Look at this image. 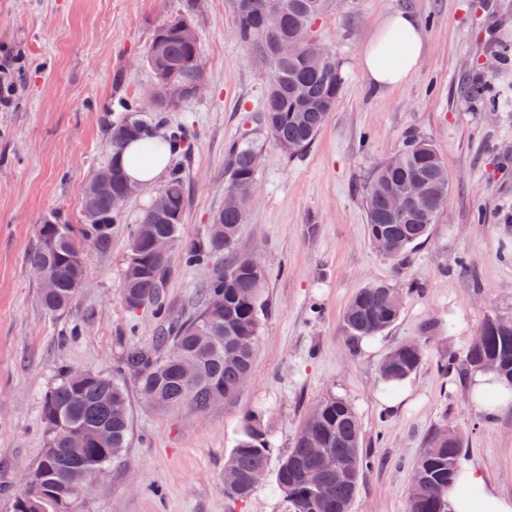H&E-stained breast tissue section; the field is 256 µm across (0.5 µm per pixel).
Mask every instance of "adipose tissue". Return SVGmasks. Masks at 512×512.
Instances as JSON below:
<instances>
[{"mask_svg": "<svg viewBox=\"0 0 512 512\" xmlns=\"http://www.w3.org/2000/svg\"><path fill=\"white\" fill-rule=\"evenodd\" d=\"M426 53L422 24L408 10L387 13L374 39L361 53V70L375 88L390 89L407 82ZM451 512H512V496L499 492L468 457L458 462V480L448 488Z\"/></svg>", "mask_w": 512, "mask_h": 512, "instance_id": "1", "label": "adipose tissue"}]
</instances>
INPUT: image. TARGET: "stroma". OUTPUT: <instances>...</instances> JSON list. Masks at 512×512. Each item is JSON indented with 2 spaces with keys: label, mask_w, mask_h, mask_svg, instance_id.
<instances>
[{
  "label": "stroma",
  "mask_w": 512,
  "mask_h": 512,
  "mask_svg": "<svg viewBox=\"0 0 512 512\" xmlns=\"http://www.w3.org/2000/svg\"><path fill=\"white\" fill-rule=\"evenodd\" d=\"M407 8L427 53L403 85L373 89L360 54L385 13ZM185 0H0V46L24 51L25 87L0 112V512L45 448L41 406L67 369L108 373L132 349L154 352L151 309L129 311L120 292L130 229L153 201L142 189L112 227V243L83 250L86 285L48 312L26 263L40 224L80 219L92 173L111 158L104 126L124 98L152 81L146 51ZM208 74L204 94L163 113L159 134L187 129V207L180 243L202 240L224 204V151L242 131L263 146L239 241L269 276L251 376L205 413L160 412L132 399V431L118 459L92 478L79 512H291L266 478L247 501L224 492V461L240 422L258 416L275 455L291 447L322 397L358 413L370 463L352 512H406L412 465L429 435L450 426L464 451L512 496V406L488 421L473 412L464 355L487 316L512 317V0H331L316 41L335 51L344 86L319 136L288 157L260 120L267 78L240 42L227 0H201L192 19ZM484 81L465 100V82ZM421 137L443 157L451 188L429 237L388 258L365 229L369 173ZM208 266L172 261L162 303L191 310ZM403 289L397 322L371 345L349 340L343 315L371 283ZM423 343L424 360L394 412L382 409L379 366L395 347Z\"/></svg>",
  "instance_id": "35a3bbf8"
}]
</instances>
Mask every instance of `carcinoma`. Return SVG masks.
<instances>
[{
	"label": "carcinoma",
	"mask_w": 512,
	"mask_h": 512,
	"mask_svg": "<svg viewBox=\"0 0 512 512\" xmlns=\"http://www.w3.org/2000/svg\"><path fill=\"white\" fill-rule=\"evenodd\" d=\"M329 0H229L240 40L265 57L266 96L262 121L272 141L291 157L303 155L314 143L334 111L344 78L336 53L318 52L313 40L301 39L327 8ZM199 7L187 0L185 14L160 25L146 56L161 99L153 112L143 111L140 100L121 106L125 115L106 123L112 149V193L89 199L82 193L81 223L66 224L59 218L39 226L36 243L26 253L30 268H41L55 282L51 293L41 294L43 307L50 312L64 310L84 276V245L104 250L112 240V225L119 222L128 201L125 187L131 184L115 162L126 142L145 139L155 131V113L169 112L190 97L168 95L171 86L190 90L207 81L199 64V42L185 39L180 24L191 21ZM260 153L252 136L243 132L224 155V192L239 199L236 207L224 206L213 217L203 241L185 244L181 262L191 268L209 264L213 276L199 290V304L186 316H175L163 307L165 288L174 253L160 257L152 240L178 241L186 206V187L180 166L152 203L138 216L132 234L139 242L140 261L127 262L122 280V297L132 311L153 306L162 320L157 345L159 355L130 350L119 373L66 370L45 395L42 422L46 448L32 468L35 484L20 488L13 503L32 504L30 512H67V504L77 501L72 477L87 470L99 473L126 447L132 415L122 371L135 372L137 397L160 411L190 407L204 411L232 398L254 364L264 305L261 290L267 279L265 269L254 268L239 251L245 213L254 192ZM419 176L427 180L429 196L407 211L391 207L392 195L407 181ZM450 191L448 168L427 140L410 138L393 157L378 165L365 189V217L368 238L374 247L389 244L386 255L401 258L427 239ZM224 295V308L214 311L211 298ZM403 307V295L386 283H374L353 297L343 319L352 339L375 338L390 329ZM478 344H470L466 363L498 374L512 384V318L490 316L479 327ZM424 357L418 343L394 348L379 369L386 393L395 395L400 384L417 372ZM316 416H306L288 452L277 460L275 481L292 504L293 512H351L367 453L361 421L352 404L329 394L316 405ZM464 448L463 438L443 427L427 440V446L413 464L420 486L412 487L406 512H448L446 492L456 482V461ZM273 448L259 419L245 418L240 436L224 467L240 478L228 495L244 500L255 488L250 478L269 472ZM316 473L322 491L307 482Z\"/></svg>",
	"instance_id": "obj_1"
}]
</instances>
